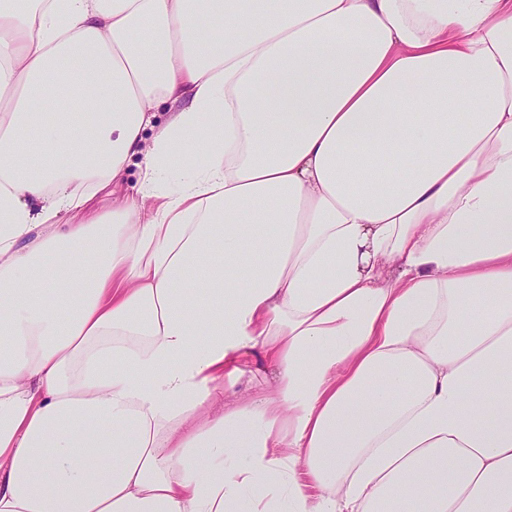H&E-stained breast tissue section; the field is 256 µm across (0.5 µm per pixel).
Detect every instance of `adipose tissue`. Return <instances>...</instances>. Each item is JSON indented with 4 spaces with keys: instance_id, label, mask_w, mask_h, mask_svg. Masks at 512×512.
Returning <instances> with one entry per match:
<instances>
[{
    "instance_id": "1",
    "label": "adipose tissue",
    "mask_w": 512,
    "mask_h": 512,
    "mask_svg": "<svg viewBox=\"0 0 512 512\" xmlns=\"http://www.w3.org/2000/svg\"><path fill=\"white\" fill-rule=\"evenodd\" d=\"M0 512H512V0H0Z\"/></svg>"
}]
</instances>
